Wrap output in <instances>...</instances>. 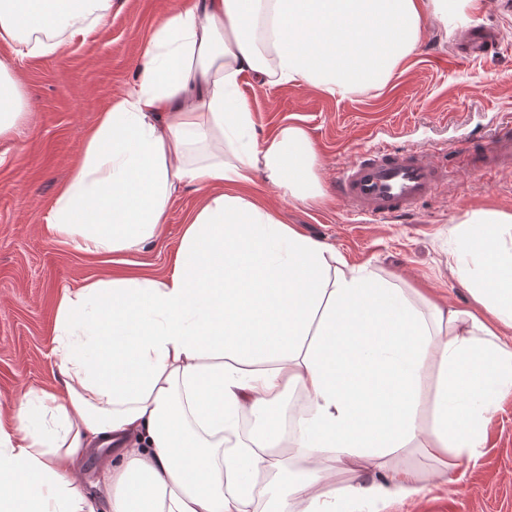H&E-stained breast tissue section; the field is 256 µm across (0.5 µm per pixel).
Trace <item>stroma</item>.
Here are the masks:
<instances>
[{
  "mask_svg": "<svg viewBox=\"0 0 512 512\" xmlns=\"http://www.w3.org/2000/svg\"><path fill=\"white\" fill-rule=\"evenodd\" d=\"M183 0H112L104 24L62 53L16 59L0 44L22 81L28 113L19 132L0 139V402L9 404L59 381L56 306L64 287L112 274L160 275L195 209L199 195L185 190L168 212L162 238L117 258L91 259L45 231L59 186L79 158L83 134L112 97L135 79L141 39ZM472 25L501 34L494 53L459 59L452 37L430 19L422 42L392 82L339 99L309 86L241 83L259 135L285 123L305 126L319 157L316 174L324 201L302 204L260 183L249 195L301 233L335 246L350 263L369 265L403 288H427L449 305L472 299L448 263L460 216L478 210L512 212V169L476 177L466 148L500 122H512V11L499 0H478ZM450 151L448 183L416 215L367 224L337 199L332 180L362 148L375 143ZM381 512H512V396L492 416L477 463L460 479L432 487L415 503Z\"/></svg>",
  "mask_w": 512,
  "mask_h": 512,
  "instance_id": "stroma-1",
  "label": "stroma"
}]
</instances>
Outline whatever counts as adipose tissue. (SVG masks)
Listing matches in <instances>:
<instances>
[{
    "label": "adipose tissue",
    "instance_id": "adipose-tissue-1",
    "mask_svg": "<svg viewBox=\"0 0 512 512\" xmlns=\"http://www.w3.org/2000/svg\"><path fill=\"white\" fill-rule=\"evenodd\" d=\"M112 0H0V42L47 55L85 40ZM474 0H185L139 47L134 85L83 136L46 231L89 257L157 242L170 203L202 193L158 277L62 292L59 385L0 405V512H96L80 461L111 447L110 512H249L254 477L279 478L267 512L411 504L406 464L454 484L512 394V213L465 214L452 257L474 309L401 288L284 224L246 195L257 181L322 199L307 131L258 136L243 77L342 98L380 89L427 17L456 28ZM0 60V138L24 116ZM306 396L300 467L276 452L275 414ZM265 420L248 434L239 420Z\"/></svg>",
    "mask_w": 512,
    "mask_h": 512
}]
</instances>
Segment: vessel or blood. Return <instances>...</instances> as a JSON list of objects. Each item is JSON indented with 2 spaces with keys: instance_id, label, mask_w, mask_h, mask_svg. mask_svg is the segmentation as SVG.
Here are the masks:
<instances>
[{
  "instance_id": "b4317fda",
  "label": "vessel or blood",
  "mask_w": 512,
  "mask_h": 512,
  "mask_svg": "<svg viewBox=\"0 0 512 512\" xmlns=\"http://www.w3.org/2000/svg\"><path fill=\"white\" fill-rule=\"evenodd\" d=\"M494 29L474 26L466 30L457 47L461 57H480L497 44ZM512 167V134L489 136L474 155L470 170ZM448 180L447 163H435L424 150L377 144L358 152L336 174L334 189L350 211L368 224H387L413 213L431 199Z\"/></svg>"
}]
</instances>
